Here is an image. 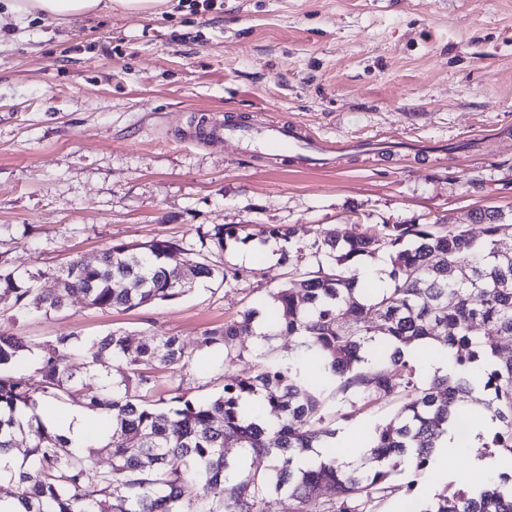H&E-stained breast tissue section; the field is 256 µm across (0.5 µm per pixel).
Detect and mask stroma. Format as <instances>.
<instances>
[{
  "mask_svg": "<svg viewBox=\"0 0 512 512\" xmlns=\"http://www.w3.org/2000/svg\"><path fill=\"white\" fill-rule=\"evenodd\" d=\"M276 119L308 137L361 150L329 169L272 167L231 139L198 133L211 119ZM512 208V0H169L151 15L115 12L69 24L0 26V253L53 292L69 260L111 244L169 239L197 246L199 227L243 225L247 241L212 250L237 281L203 279L182 297L129 311L70 297L60 311L14 317L0 333L44 344L111 332L132 345L178 337L186 366L158 374L156 397L224 387V347L199 350L311 258L246 265L266 224L337 225L350 236L383 223L468 224L478 208ZM398 401L339 403V438L365 442ZM491 470L456 461L402 463L367 512H405L432 490L481 485Z\"/></svg>",
  "mask_w": 512,
  "mask_h": 512,
  "instance_id": "35a3bbf8",
  "label": "stroma"
}]
</instances>
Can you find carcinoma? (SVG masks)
<instances>
[{
  "label": "carcinoma",
  "instance_id": "carcinoma-1",
  "mask_svg": "<svg viewBox=\"0 0 512 512\" xmlns=\"http://www.w3.org/2000/svg\"><path fill=\"white\" fill-rule=\"evenodd\" d=\"M470 217L484 225L480 240L463 224L386 223L357 237L328 225L311 238L299 224L262 226V238L288 244L282 259L307 251L317 269L273 289L269 302L224 327L204 330L196 347L222 343L232 363L241 357L233 348L237 337L255 336L264 348L288 334L292 351L248 374L225 375L215 397L192 399L172 388L166 411L153 401L156 372H177L189 358L175 336L134 347L115 332L87 341L62 333L37 346V380L29 382L12 374L29 346L0 335V457L15 453L18 436L27 441L21 464L0 472L17 488L10 498L19 512H265L273 490L296 501V512H324L320 495L330 486L338 512H360L388 489L405 459L429 468L448 425L457 429L458 447L467 444L453 407L478 389L498 421L481 447L512 463V357L500 353L501 342L512 343V251L501 246L512 235V209L488 207ZM243 230L215 224L199 250L163 239L113 244L92 264L76 258L59 270L62 294L39 291L34 274L1 261L0 301L26 316L58 311L77 294L101 310L174 300L187 292L186 281L237 279V272L210 264L202 247L224 249ZM380 254L388 284L374 288L361 278L360 263ZM488 325L495 335L479 337L478 328ZM428 339L441 344L448 372L417 381L405 351ZM106 352L127 358L131 369L92 395L82 393L74 362L94 378ZM400 394L405 399L394 415L368 436L370 452L338 462L331 452L335 399L353 396L364 410ZM65 396L112 416V441L105 444L111 470L74 453L41 418L25 426L15 418L21 408ZM253 396L263 397L260 409L271 420L246 408ZM318 448L328 449V458L315 464L310 455ZM255 457L268 459V468L248 466ZM411 512H512V469L471 494L445 489Z\"/></svg>",
  "mask_w": 512,
  "mask_h": 512
}]
</instances>
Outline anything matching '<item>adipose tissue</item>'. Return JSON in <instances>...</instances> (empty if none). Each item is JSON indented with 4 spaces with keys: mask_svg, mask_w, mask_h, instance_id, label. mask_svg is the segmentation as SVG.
<instances>
[{
    "mask_svg": "<svg viewBox=\"0 0 512 512\" xmlns=\"http://www.w3.org/2000/svg\"><path fill=\"white\" fill-rule=\"evenodd\" d=\"M166 0H0V16L19 26L41 18L71 22L89 16H99L119 10L131 14L148 15L160 12ZM40 418H53L59 431L71 441L73 451L84 452L90 438L105 436L112 428L111 421L93 417L85 411L73 409L55 416L44 408H36Z\"/></svg>",
    "mask_w": 512,
    "mask_h": 512,
    "instance_id": "ef3b65f1",
    "label": "adipose tissue"
}]
</instances>
